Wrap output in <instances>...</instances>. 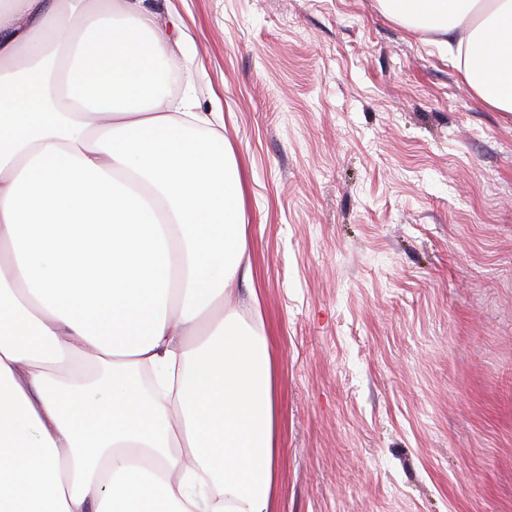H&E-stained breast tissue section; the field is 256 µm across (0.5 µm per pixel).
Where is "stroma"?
Masks as SVG:
<instances>
[{
  "instance_id": "obj_1",
  "label": "stroma",
  "mask_w": 512,
  "mask_h": 512,
  "mask_svg": "<svg viewBox=\"0 0 512 512\" xmlns=\"http://www.w3.org/2000/svg\"><path fill=\"white\" fill-rule=\"evenodd\" d=\"M246 176L278 512H512V114L377 0H146Z\"/></svg>"
}]
</instances>
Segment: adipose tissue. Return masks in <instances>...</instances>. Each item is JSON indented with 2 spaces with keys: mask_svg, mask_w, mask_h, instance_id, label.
<instances>
[{
  "mask_svg": "<svg viewBox=\"0 0 512 512\" xmlns=\"http://www.w3.org/2000/svg\"><path fill=\"white\" fill-rule=\"evenodd\" d=\"M512 112V0H378ZM144 0H0V512H275L243 174Z\"/></svg>",
  "mask_w": 512,
  "mask_h": 512,
  "instance_id": "obj_1",
  "label": "adipose tissue"
}]
</instances>
